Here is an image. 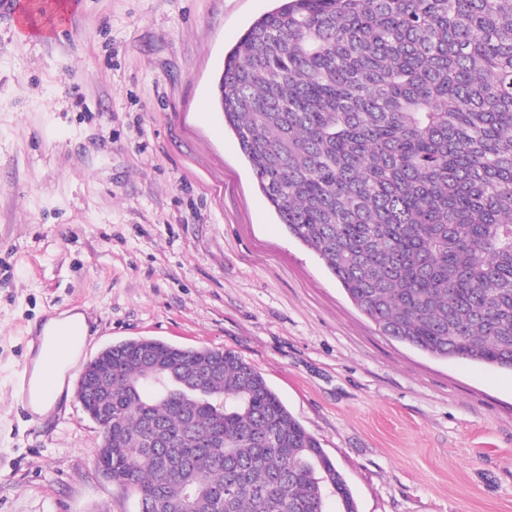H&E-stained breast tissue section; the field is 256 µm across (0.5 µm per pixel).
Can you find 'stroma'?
<instances>
[{"mask_svg": "<svg viewBox=\"0 0 512 512\" xmlns=\"http://www.w3.org/2000/svg\"><path fill=\"white\" fill-rule=\"evenodd\" d=\"M273 0H75L0 16V512H136L76 398L17 383L78 308L82 358L137 339L231 349L321 442L357 512H512V371L382 335L259 190L214 85Z\"/></svg>", "mask_w": 512, "mask_h": 512, "instance_id": "35a3bbf8", "label": "stroma"}]
</instances>
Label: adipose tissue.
Instances as JSON below:
<instances>
[{"label": "adipose tissue", "mask_w": 512, "mask_h": 512, "mask_svg": "<svg viewBox=\"0 0 512 512\" xmlns=\"http://www.w3.org/2000/svg\"><path fill=\"white\" fill-rule=\"evenodd\" d=\"M89 334V325L83 313L66 310L48 319L41 333L38 346L30 348L29 363L20 379V389L29 393L28 408L37 416L49 414L66 392V373L73 367L80 355ZM67 336L71 339V352L66 361L55 362L53 339ZM53 371V384L50 391H43L42 383L46 371Z\"/></svg>", "instance_id": "1"}]
</instances>
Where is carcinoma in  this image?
Returning <instances> with one entry per match:
<instances>
[{"label":"carcinoma","instance_id":"cac0c4a2","mask_svg":"<svg viewBox=\"0 0 512 512\" xmlns=\"http://www.w3.org/2000/svg\"><path fill=\"white\" fill-rule=\"evenodd\" d=\"M220 87L288 234L382 335L512 370V0H277ZM97 359L105 380L77 385L96 466L146 512H357L234 352L140 339Z\"/></svg>","mask_w":512,"mask_h":512}]
</instances>
